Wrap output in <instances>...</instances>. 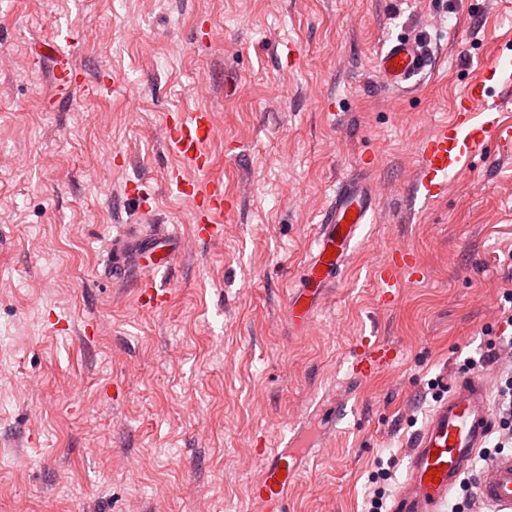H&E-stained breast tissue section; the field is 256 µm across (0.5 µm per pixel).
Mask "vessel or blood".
Wrapping results in <instances>:
<instances>
[{
  "mask_svg": "<svg viewBox=\"0 0 512 512\" xmlns=\"http://www.w3.org/2000/svg\"><path fill=\"white\" fill-rule=\"evenodd\" d=\"M425 64L423 43L417 38L392 42L377 62L383 81L402 87ZM507 64L493 62L468 81L456 100L449 122L441 124L422 147L416 186L427 199L441 197L448 177L460 164L482 153L492 138L512 137V128L500 126L497 112L512 108V80L506 79ZM214 132V114L206 109L179 113L167 126V141L196 173L187 179L173 172L168 182L190 209L197 238H213L220 232V218L229 216L234 200L225 195L221 182L207 178L210 156L206 145ZM378 197L373 182L348 178L339 182L329 206L324 210L315 240L316 251L304 266L303 282L288 298V323L304 329L314 318L321 295L338 278L352 242L363 224L374 216ZM175 235L165 226L141 235L131 250H123V236L113 240L109 274L112 279L129 276V261L141 260L147 275L138 279L137 297L143 306L158 310L166 306L170 293L157 286L152 273L169 269L175 255L170 248ZM380 298L389 303L401 278L418 280L423 275L412 253L398 251L377 271ZM361 352L351 362L352 373L366 378L396 357L389 344L362 337ZM490 388L484 377L459 380L448 397L434 407L429 418L412 439L403 486L391 512H445L448 497L459 478L468 472L490 434ZM262 472L251 495L262 512H286L288 491L301 472L302 458L295 438L283 440L281 447L257 451ZM438 469V480L428 479L430 469ZM482 501L495 512H512V454L500 455L487 463L477 483Z\"/></svg>",
  "mask_w": 512,
  "mask_h": 512,
  "instance_id": "vessel-or-blood-1",
  "label": "vessel or blood"
}]
</instances>
